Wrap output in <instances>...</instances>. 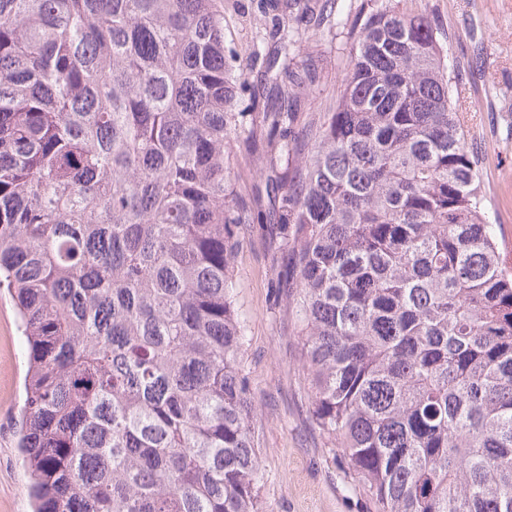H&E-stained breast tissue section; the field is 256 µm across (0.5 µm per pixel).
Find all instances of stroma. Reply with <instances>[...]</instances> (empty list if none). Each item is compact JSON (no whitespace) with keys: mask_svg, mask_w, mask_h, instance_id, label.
Wrapping results in <instances>:
<instances>
[{"mask_svg":"<svg viewBox=\"0 0 512 512\" xmlns=\"http://www.w3.org/2000/svg\"><path fill=\"white\" fill-rule=\"evenodd\" d=\"M400 10L428 13L449 65L458 76L452 95L462 100L483 158L490 217L512 267V0H397ZM286 0H224V61L232 73L231 110L241 129L262 120L263 89L278 30L291 23ZM306 51L319 78L306 89L302 117L321 111L350 68L348 31L306 27ZM487 59L472 68L477 47ZM267 145L232 142L226 165L247 202L268 208L263 172ZM234 275L235 298L246 319L242 370L255 404L264 512H377L363 491L348 487L340 459L310 422L299 384V327L274 286L268 239L261 224H244ZM11 299L0 289V512H30L23 468L16 457L15 410L24 373Z\"/></svg>","mask_w":512,"mask_h":512,"instance_id":"obj_1","label":"stroma"}]
</instances>
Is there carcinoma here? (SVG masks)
Segmentation results:
<instances>
[{
  "mask_svg": "<svg viewBox=\"0 0 512 512\" xmlns=\"http://www.w3.org/2000/svg\"><path fill=\"white\" fill-rule=\"evenodd\" d=\"M335 106L289 26L272 211L224 152L223 0H0V288L34 512H262L237 225L267 220L328 451L379 512H512V272L427 16L373 0Z\"/></svg>",
  "mask_w": 512,
  "mask_h": 512,
  "instance_id": "1",
  "label": "carcinoma"
}]
</instances>
